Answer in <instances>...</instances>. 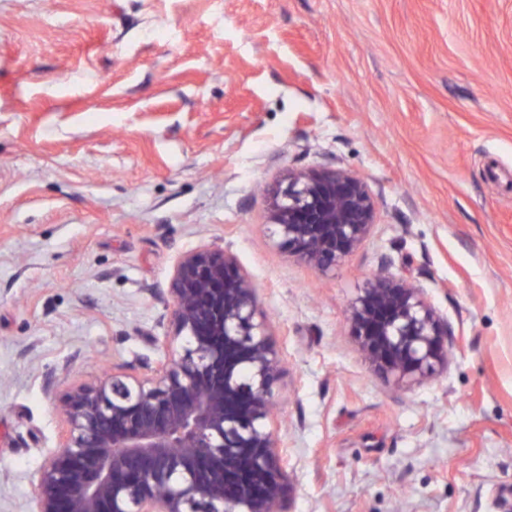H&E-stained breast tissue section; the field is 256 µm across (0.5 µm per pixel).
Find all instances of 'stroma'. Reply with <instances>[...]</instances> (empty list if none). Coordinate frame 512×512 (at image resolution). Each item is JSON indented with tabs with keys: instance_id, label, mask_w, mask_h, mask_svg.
Listing matches in <instances>:
<instances>
[{
	"instance_id": "obj_1",
	"label": "stroma",
	"mask_w": 512,
	"mask_h": 512,
	"mask_svg": "<svg viewBox=\"0 0 512 512\" xmlns=\"http://www.w3.org/2000/svg\"><path fill=\"white\" fill-rule=\"evenodd\" d=\"M289 168L376 203L334 271L271 239ZM201 245L283 358L286 512H512V0H0V512H32L71 383L155 358ZM379 271L448 322L421 381L351 334Z\"/></svg>"
}]
</instances>
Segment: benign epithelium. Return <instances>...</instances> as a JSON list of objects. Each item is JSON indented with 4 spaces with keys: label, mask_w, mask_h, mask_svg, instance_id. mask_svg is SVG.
<instances>
[{
    "label": "benign epithelium",
    "mask_w": 512,
    "mask_h": 512,
    "mask_svg": "<svg viewBox=\"0 0 512 512\" xmlns=\"http://www.w3.org/2000/svg\"><path fill=\"white\" fill-rule=\"evenodd\" d=\"M267 209L278 246L329 271L370 234L376 206L347 170L290 169ZM167 292L156 361L114 363L58 400L32 512H284L290 484L268 427L282 360L251 278L232 252L201 246ZM347 320L385 378L448 365V323L404 277L373 275Z\"/></svg>",
    "instance_id": "benign-epithelium-1"
}]
</instances>
